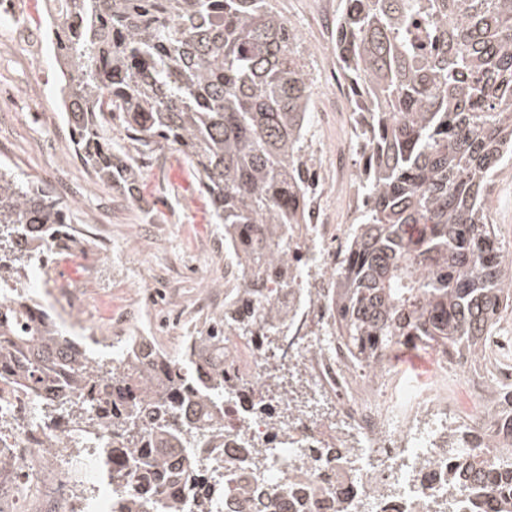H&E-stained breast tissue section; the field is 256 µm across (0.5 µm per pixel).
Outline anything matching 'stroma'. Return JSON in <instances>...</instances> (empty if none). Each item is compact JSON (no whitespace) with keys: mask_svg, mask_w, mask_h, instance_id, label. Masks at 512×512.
Returning <instances> with one entry per match:
<instances>
[{"mask_svg":"<svg viewBox=\"0 0 512 512\" xmlns=\"http://www.w3.org/2000/svg\"><path fill=\"white\" fill-rule=\"evenodd\" d=\"M9 23L0 22V162L20 177L43 180L71 211L73 241L47 262L32 264L22 280L34 298L53 307L66 326L96 340L111 354L127 337L153 336L173 350L179 336L194 335L207 316L224 309V227L212 223L198 179L184 157L167 148L137 156L139 194L98 179L75 154L70 129L59 107L58 68L45 34L46 0H10ZM310 50L311 135L325 153L317 160L324 205L339 209L331 155L343 134L324 122L321 108L335 91L324 81L336 66L335 39L322 29L323 11L340 0H275ZM486 206L512 251V162L493 178ZM161 278L171 293L154 302L150 317L127 332L108 330L111 313L145 299L150 278Z\"/></svg>","mask_w":512,"mask_h":512,"instance_id":"35a3bbf8","label":"stroma"}]
</instances>
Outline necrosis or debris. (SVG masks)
I'll return each mask as SVG.
<instances>
[{
    "instance_id": "necrosis-or-debris-1",
    "label": "necrosis or debris",
    "mask_w": 512,
    "mask_h": 512,
    "mask_svg": "<svg viewBox=\"0 0 512 512\" xmlns=\"http://www.w3.org/2000/svg\"><path fill=\"white\" fill-rule=\"evenodd\" d=\"M356 153L350 137L336 150V192L345 200L343 212L332 215L317 203L311 223L289 230L302 275L317 273L324 282L333 280L360 203ZM296 314L306 325L290 337L284 353L268 348L271 332L263 322L250 335L225 336L224 363L231 374L249 382L251 393L225 389L223 438L214 437L205 418L192 424L196 441L207 450L210 476L224 475L257 450L268 487L278 489L305 478L318 489L323 512H332L336 484L346 474L354 475L359 489L350 512H435L448 493L447 485L436 479L447 471L448 456L441 448L443 435L434 433L429 421L447 419L456 404L440 396L433 376L416 378L401 391L385 371L363 379L331 334L335 307L324 298L304 299ZM283 355L310 381L308 408L266 384L271 363ZM1 419L11 420L13 428L0 435V447L11 450L20 478L38 484L55 512H112L114 498L128 495L129 481L96 478L101 449H111L113 470L125 468L111 436L77 432L66 418L50 411L45 394L15 387L0 366ZM53 435L67 443L68 452L54 448L39 455ZM302 454L310 463L300 472L295 465Z\"/></svg>"
}]
</instances>
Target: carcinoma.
I'll use <instances>...</instances> for the list:
<instances>
[{"label":"carcinoma","mask_w":512,"mask_h":512,"mask_svg":"<svg viewBox=\"0 0 512 512\" xmlns=\"http://www.w3.org/2000/svg\"><path fill=\"white\" fill-rule=\"evenodd\" d=\"M336 59L358 110L364 206L336 261V335L359 364L383 368L410 342L499 362L488 345L512 314V264L485 195L512 159V0H340ZM50 40L75 152L135 197L139 154L179 151L197 173L224 250L243 271L227 307L170 355L134 336L119 362L95 355L54 314L33 327L0 295V362L35 392L70 372L54 411L120 442L157 512H185L169 487L200 474L190 424L224 435V336L256 319L285 335L302 294L288 229L310 221L311 73L302 36L273 0H57ZM70 208L0 167V291L26 262L69 236ZM264 301L250 306V296ZM485 426L448 430V510L482 491L483 510L512 512V387L497 384ZM246 499L265 489L254 462L214 481ZM135 493L112 512H144Z\"/></svg>","instance_id":"1"}]
</instances>
